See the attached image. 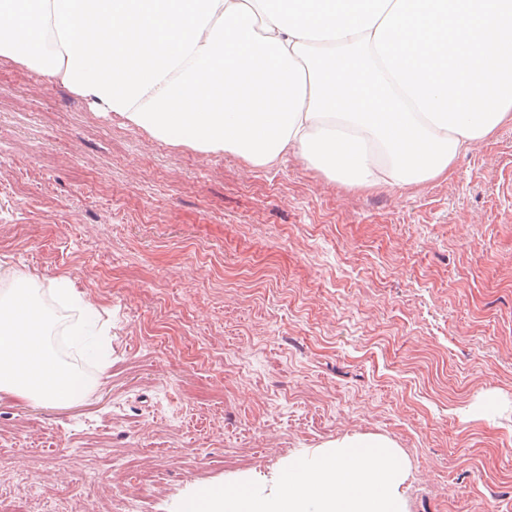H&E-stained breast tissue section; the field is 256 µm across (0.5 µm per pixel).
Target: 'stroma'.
<instances>
[{
    "mask_svg": "<svg viewBox=\"0 0 512 512\" xmlns=\"http://www.w3.org/2000/svg\"><path fill=\"white\" fill-rule=\"evenodd\" d=\"M2 269L70 279L112 348L80 403L0 392L14 512H176L346 435L400 448L407 512H512V124L450 180L358 190L0 63Z\"/></svg>",
    "mask_w": 512,
    "mask_h": 512,
    "instance_id": "stroma-1",
    "label": "stroma"
}]
</instances>
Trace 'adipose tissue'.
<instances>
[{
  "label": "adipose tissue",
  "mask_w": 512,
  "mask_h": 512,
  "mask_svg": "<svg viewBox=\"0 0 512 512\" xmlns=\"http://www.w3.org/2000/svg\"><path fill=\"white\" fill-rule=\"evenodd\" d=\"M172 144L450 179L512 123V0H0V61Z\"/></svg>",
  "instance_id": "obj_1"
}]
</instances>
